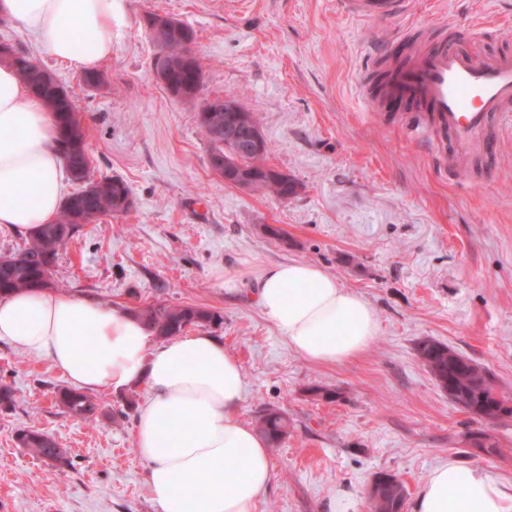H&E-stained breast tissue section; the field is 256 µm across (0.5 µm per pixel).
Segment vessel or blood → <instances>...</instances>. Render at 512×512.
<instances>
[{"mask_svg":"<svg viewBox=\"0 0 512 512\" xmlns=\"http://www.w3.org/2000/svg\"><path fill=\"white\" fill-rule=\"evenodd\" d=\"M338 5L346 16L383 21L408 14L412 0H338ZM361 94L366 111H382L386 101L401 99L423 116L425 126L449 134L448 165L455 168L473 154L491 153L494 141L486 133L491 116L512 114V52L478 59L444 35Z\"/></svg>","mask_w":512,"mask_h":512,"instance_id":"obj_1","label":"vessel or blood"}]
</instances>
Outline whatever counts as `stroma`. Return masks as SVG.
<instances>
[{"label": "stroma", "instance_id": "obj_1", "mask_svg": "<svg viewBox=\"0 0 512 512\" xmlns=\"http://www.w3.org/2000/svg\"><path fill=\"white\" fill-rule=\"evenodd\" d=\"M158 11L194 28L204 63L202 97H234L257 117L267 164L293 177L287 199L224 183L209 167L198 106L153 76L144 27ZM492 23L463 50L512 48V0H414L389 21L353 20L336 0H130L125 26L102 64L107 85L80 86L81 69L54 60L16 24L13 44L74 87L95 174L124 179L128 213L82 225L59 251L53 289L141 309L161 301L219 312L210 326L243 369L240 415L266 407L294 424L272 448V479L258 512H367L376 473L407 489L403 512L434 467L456 459L512 485V418L489 422L452 403L422 365L432 339L484 366L512 392V122L494 121L495 154L448 171L451 140L419 138L405 113L364 111L376 51L408 29ZM322 266L374 308L379 333L356 359L309 361L289 347L251 289L263 265ZM236 283L227 289L223 279ZM0 512H158L135 449L142 387L98 392L97 423L57 403L65 376L0 341ZM333 391L330 400L313 388ZM35 429L65 448L59 465L19 446ZM482 430L499 454L475 453Z\"/></svg>", "mask_w": 512, "mask_h": 512}]
</instances>
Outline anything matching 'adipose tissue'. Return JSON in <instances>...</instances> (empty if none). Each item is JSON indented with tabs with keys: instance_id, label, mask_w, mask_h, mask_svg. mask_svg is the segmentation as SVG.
<instances>
[{
	"instance_id": "ef3b65f1",
	"label": "adipose tissue",
	"mask_w": 512,
	"mask_h": 512,
	"mask_svg": "<svg viewBox=\"0 0 512 512\" xmlns=\"http://www.w3.org/2000/svg\"><path fill=\"white\" fill-rule=\"evenodd\" d=\"M127 0H0V20L45 52L90 71L111 59ZM67 166L54 116L14 69L0 65V230L26 238L60 212ZM255 298L289 346L336 364L367 350L374 309L317 264L262 267ZM60 370L84 392L138 384L147 397L135 440L159 512H257L271 481L268 441L240 417L243 369L204 332L157 343L129 310L52 288L0 299V340ZM413 512H512V487L455 460L422 483Z\"/></svg>"
}]
</instances>
